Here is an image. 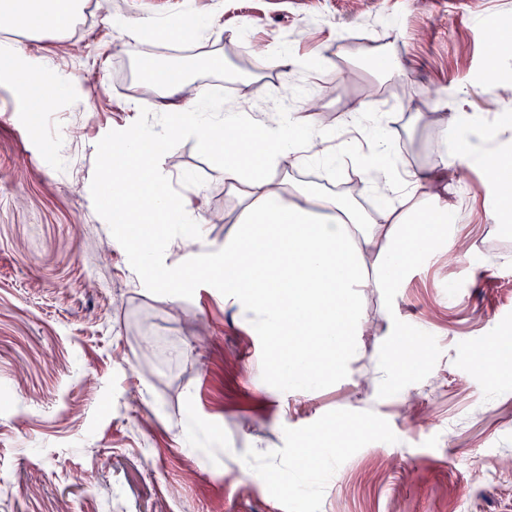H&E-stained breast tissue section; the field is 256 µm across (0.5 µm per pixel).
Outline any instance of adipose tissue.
Returning a JSON list of instances; mask_svg holds the SVG:
<instances>
[{"instance_id":"obj_1","label":"adipose tissue","mask_w":512,"mask_h":512,"mask_svg":"<svg viewBox=\"0 0 512 512\" xmlns=\"http://www.w3.org/2000/svg\"><path fill=\"white\" fill-rule=\"evenodd\" d=\"M82 6L83 0H0V13L27 31L62 34ZM208 28V20L190 6L143 24L146 37L163 41L186 40ZM222 66V57L209 53L195 56L188 70L143 64L140 81L159 88L167 119L160 131L111 144L101 193L111 197L119 214L129 197L137 196L152 236H159L163 224L192 225L191 235L181 240L187 264L206 265L225 301L239 304L260 334L271 338L270 369L277 378L300 373L309 357L324 369L340 368L362 330L360 294L396 287L417 261L438 252L448 224L455 222L454 212L436 193L442 176L427 168L399 175L381 118L354 111L344 113L338 127L356 129L370 143L357 161L365 192L383 200L376 212L279 177L285 167L334 169L337 156L326 144L335 139L337 127L299 112L269 119L203 94L184 96L191 70ZM0 76L24 93L40 87L30 107L34 113L49 108L65 90L54 71L9 41L0 42ZM187 134L203 139L218 155L220 177L239 195L240 209L218 255L199 229L202 217L172 198L159 166L160 156L169 155ZM245 138L256 139L254 153L239 149L238 140ZM304 331L310 340L302 349L295 340Z\"/></svg>"}]
</instances>
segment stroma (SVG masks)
<instances>
[{
  "instance_id": "35a3bbf8",
  "label": "stroma",
  "mask_w": 512,
  "mask_h": 512,
  "mask_svg": "<svg viewBox=\"0 0 512 512\" xmlns=\"http://www.w3.org/2000/svg\"><path fill=\"white\" fill-rule=\"evenodd\" d=\"M189 1L213 20L201 44L116 32L105 0H84L62 37L0 26L69 85L37 127L0 82V512H512V378L482 382L469 368L473 351L512 336V230L479 167L448 172L453 245L398 287L366 289L354 354L318 383L274 379L269 337L206 267L185 288L135 276L98 189L112 139L165 121L160 94L139 81L143 61L204 51L226 65L195 72L186 95L203 89L242 112L315 99L329 126L356 107L384 114L402 169L438 162L436 131L454 112L479 120L466 141L512 152L491 137L512 116V56L488 71L483 38L487 26L512 34V0H118L134 22ZM284 46L319 54L321 68L281 74L269 58ZM378 55L403 76L372 74ZM60 125L72 130L63 144ZM215 165L192 135L165 161L173 195L220 249L238 198ZM301 178L354 195L364 175L345 155L335 174ZM396 319L430 338L408 389L382 369ZM341 415L372 432L300 468L312 432Z\"/></svg>"
}]
</instances>
